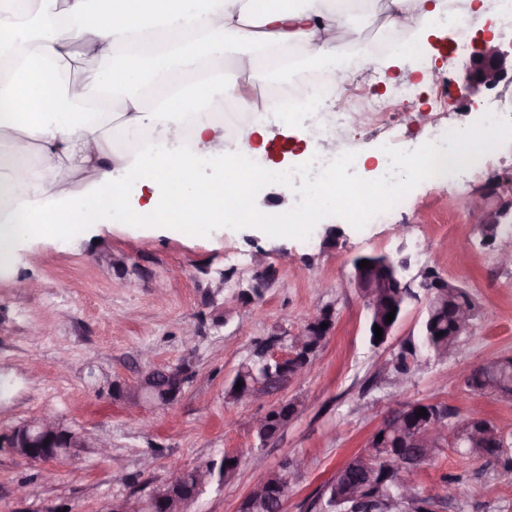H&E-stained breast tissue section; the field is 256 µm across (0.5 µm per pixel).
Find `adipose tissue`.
<instances>
[{
    "instance_id": "adipose-tissue-1",
    "label": "adipose tissue",
    "mask_w": 512,
    "mask_h": 512,
    "mask_svg": "<svg viewBox=\"0 0 512 512\" xmlns=\"http://www.w3.org/2000/svg\"><path fill=\"white\" fill-rule=\"evenodd\" d=\"M377 3L388 27L412 29L385 56L403 81L424 69L431 38L460 35L444 0H100L95 9L90 0H65L60 10L26 0L16 14L0 7V269L16 262L23 241L80 238L89 215L118 213L127 224L170 225L192 237L255 218L259 183L274 179L288 192L293 185L254 139L269 138L272 123L290 134L305 107L263 105L251 128L232 137L222 100L245 101L262 89L268 72L256 53L263 49L302 50L329 76L330 95H339L350 69L367 63L350 52L352 17ZM232 42L245 53L233 68H214ZM89 60L102 70L86 69ZM117 141L125 150L114 149ZM503 142H512L505 119L481 112L451 149L467 156ZM442 151L430 139L393 159L381 151L376 168L358 179L350 171L365 155L327 139L320 152L335 166L306 185L298 228L335 207L354 215L387 204L427 180ZM205 167L212 177H199ZM144 189L147 203H133V191Z\"/></svg>"
}]
</instances>
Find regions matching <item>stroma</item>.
<instances>
[{"instance_id":"obj_1","label":"stroma","mask_w":512,"mask_h":512,"mask_svg":"<svg viewBox=\"0 0 512 512\" xmlns=\"http://www.w3.org/2000/svg\"><path fill=\"white\" fill-rule=\"evenodd\" d=\"M490 18H471L475 35L456 59L434 57L451 99L443 112L396 107L392 125L363 115L339 131L351 151L384 148L408 154L435 128L471 120V104L512 114V82L468 97L466 74ZM484 169L468 194L490 193V210L512 201V143L483 154ZM405 205L360 229L343 212H323L312 232L285 234L257 221L228 222L205 238L168 233L159 225L94 224L65 243L26 241L16 265L0 272V437L20 423L51 415L81 434L60 460L29 461L0 447V512H103L113 498L146 495L197 462L237 456L227 482L212 483L188 512H236L250 488L287 458L304 456L284 512H307L336 471L364 447L388 411L423 401L457 416L478 412L512 433V400L481 396L466 381L475 367L512 357V265L482 245V216L470 213L447 184H415ZM335 243H325L328 227ZM274 275L253 295V257ZM383 253L404 266L409 287L431 268L469 289L478 305L473 326L448 361L418 353L407 376L397 355L420 336L423 303L410 302L388 342L372 348L366 310L350 284L352 260ZM221 292H214L216 282ZM335 327L304 379L231 402L228 384L257 351L280 358L291 336L324 309ZM193 337H186V328ZM184 368L188 382L173 404L128 412L113 383L134 384L148 366ZM302 405L273 439L259 442L253 423L272 405ZM110 453L101 456L99 443ZM463 476L466 499L451 477ZM438 512H512V473L488 459L444 447L410 476Z\"/></svg>"}]
</instances>
